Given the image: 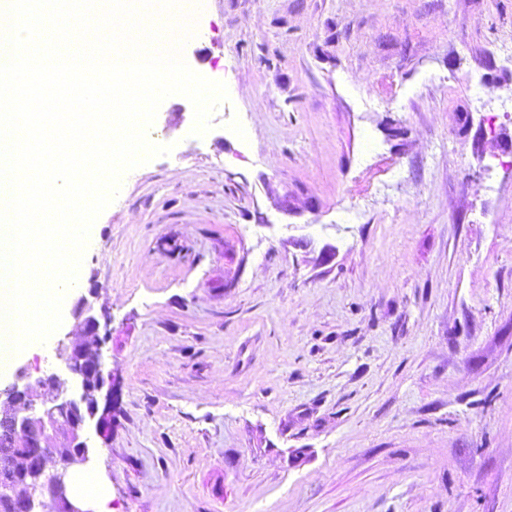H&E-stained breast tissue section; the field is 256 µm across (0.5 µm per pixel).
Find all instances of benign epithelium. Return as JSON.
<instances>
[{"mask_svg": "<svg viewBox=\"0 0 512 512\" xmlns=\"http://www.w3.org/2000/svg\"><path fill=\"white\" fill-rule=\"evenodd\" d=\"M87 335L97 337L100 321L86 297L74 306ZM57 357L76 377V388L55 372L31 378L18 369L15 380L0 387V440L10 449L0 465V507L6 512H85L72 498L69 475L89 459L85 433L90 425L102 434L106 415H98L96 395L115 393L112 375L104 371L98 341L81 345L58 343ZM53 439L62 451L61 465L40 482L45 472L46 443Z\"/></svg>", "mask_w": 512, "mask_h": 512, "instance_id": "obj_1", "label": "benign epithelium"}]
</instances>
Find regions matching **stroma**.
I'll list each match as a JSON object with an SVG mask.
<instances>
[{
    "instance_id": "obj_1",
    "label": "stroma",
    "mask_w": 512,
    "mask_h": 512,
    "mask_svg": "<svg viewBox=\"0 0 512 512\" xmlns=\"http://www.w3.org/2000/svg\"><path fill=\"white\" fill-rule=\"evenodd\" d=\"M512 0H203L229 100L93 223V512H512ZM244 126L248 140L225 132Z\"/></svg>"
}]
</instances>
